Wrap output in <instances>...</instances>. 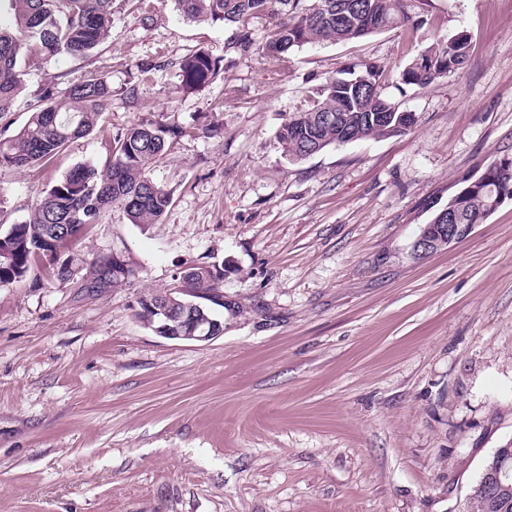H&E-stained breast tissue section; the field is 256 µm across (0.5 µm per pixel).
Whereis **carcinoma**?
<instances>
[{
	"instance_id": "1",
	"label": "carcinoma",
	"mask_w": 512,
	"mask_h": 512,
	"mask_svg": "<svg viewBox=\"0 0 512 512\" xmlns=\"http://www.w3.org/2000/svg\"><path fill=\"white\" fill-rule=\"evenodd\" d=\"M278 2L287 19L267 34L261 51L272 57L306 44L350 42L390 28H407L417 41L420 25L410 23L415 0H176L184 17L195 22H224L239 30L238 45H253V15ZM11 26L0 24V118L15 97L26 90V63L58 54L88 56L112 31V0H7ZM468 38L456 34L424 47L399 72L401 84L425 88L463 68ZM183 87L195 88L214 79L221 60L197 50L179 64ZM386 67L359 61L345 76L326 80L307 109L288 113L278 131L283 153L292 161L307 159L309 147H326L398 133L404 124L399 106L371 85L382 87ZM56 83L46 81L31 91L33 112L11 137L0 141V168L22 169L48 163L71 142L93 132L112 97L110 76L99 70L69 87L67 101L57 100ZM175 134L153 123H138L110 141L104 165H78L37 200L24 222L0 233V285H10L36 272L50 281L81 278L82 287L117 288L127 280L112 257L88 263L75 245L101 214L116 205L130 224H157L171 205V193L151 177L164 159L166 137ZM512 186V168L488 165L448 200L456 224H481L497 206L500 190ZM223 273L197 264L185 270L186 287L211 295L222 307L219 283ZM467 512H512V477L487 491L479 480Z\"/></svg>"
}]
</instances>
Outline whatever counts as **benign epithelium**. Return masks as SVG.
I'll return each mask as SVG.
<instances>
[{"label":"benign epithelium","mask_w":512,"mask_h":512,"mask_svg":"<svg viewBox=\"0 0 512 512\" xmlns=\"http://www.w3.org/2000/svg\"><path fill=\"white\" fill-rule=\"evenodd\" d=\"M463 225L456 224L446 230L427 226L416 241V248L428 254L440 249L443 242H457ZM178 288L161 292L150 310L155 313L147 324L155 334L169 340L206 342L224 333V323L203 312L204 302L193 298L176 296ZM500 463L498 469L488 472L486 484L491 486L512 472V448H500L496 452Z\"/></svg>","instance_id":"1"}]
</instances>
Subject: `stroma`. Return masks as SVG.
Returning <instances> with one entry per match:
<instances>
[{
	"mask_svg": "<svg viewBox=\"0 0 512 512\" xmlns=\"http://www.w3.org/2000/svg\"><path fill=\"white\" fill-rule=\"evenodd\" d=\"M111 36L88 58L31 62L58 91L112 75L101 127L44 166L0 170V225L24 221L116 132L175 128L153 179L160 223L119 209L81 240L136 274L0 287V512H465L496 449L512 446V200L450 247L413 245L465 180L512 156V0H424L404 29L267 57L274 20L188 22L175 0L150 20L113 0ZM468 37L464 69L424 89L398 74L418 47ZM197 49L216 78L180 88ZM409 131L286 159L277 131L315 89L363 59ZM224 272L223 335H155L140 296L187 266Z\"/></svg>",
	"mask_w": 512,
	"mask_h": 512,
	"instance_id": "35a3bbf8",
	"label": "stroma"
}]
</instances>
